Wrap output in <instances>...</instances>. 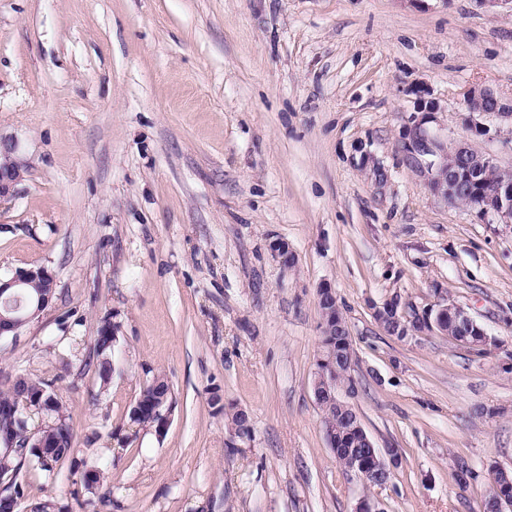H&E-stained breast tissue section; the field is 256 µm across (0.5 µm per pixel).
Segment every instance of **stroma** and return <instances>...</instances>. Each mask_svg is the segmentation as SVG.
Wrapping results in <instances>:
<instances>
[{
  "mask_svg": "<svg viewBox=\"0 0 512 512\" xmlns=\"http://www.w3.org/2000/svg\"><path fill=\"white\" fill-rule=\"evenodd\" d=\"M477 86L512 98V9L482 0H0V141L23 169L0 275L57 282L0 338V369L52 381L76 458L103 453L95 512H352L367 492L385 512H478L490 469L512 470V223L434 194L403 139L419 123L512 168V126L466 125ZM324 285L354 351L348 401L401 452L382 490L325 439ZM395 296L407 315L455 303L495 342L385 335L374 310ZM107 317L104 386L84 358ZM158 372L161 434L128 419ZM216 395L251 440L226 448ZM77 490L30 466L21 502L78 512Z\"/></svg>",
  "mask_w": 512,
  "mask_h": 512,
  "instance_id": "1",
  "label": "stroma"
}]
</instances>
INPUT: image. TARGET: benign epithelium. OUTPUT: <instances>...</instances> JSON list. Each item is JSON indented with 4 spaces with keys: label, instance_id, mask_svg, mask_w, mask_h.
Instances as JSON below:
<instances>
[{
    "label": "benign epithelium",
    "instance_id": "1",
    "mask_svg": "<svg viewBox=\"0 0 512 512\" xmlns=\"http://www.w3.org/2000/svg\"><path fill=\"white\" fill-rule=\"evenodd\" d=\"M465 110L467 125L477 135L489 134L490 129L484 123L487 117L494 116L512 123V102H505L490 87H474L468 90L465 95ZM406 149L416 157L426 158L429 188L444 199L448 198V185H459L472 173L498 167L494 157L478 153L466 143L454 151L453 161H448V146L420 125L409 129ZM20 179L21 165L13 158V149L0 146V202L12 196L13 188ZM476 207L484 217L498 219L506 224L511 222L512 184L496 188L492 195L479 199ZM34 277L46 280L50 288L56 287L54 274L45 267L19 269L8 277H0V302L3 303L5 311L19 310L20 288ZM374 316L385 334L402 340L416 336L418 326L423 328L434 325L439 328L451 319L474 330L480 336L482 346L486 347L491 343L485 329L481 328L463 307L454 303L438 304L434 315L428 314L415 319L414 327L403 321L405 315L400 311V305L391 299L376 308ZM319 363L323 365V370L316 372L315 375L313 390L316 404L320 407L326 403L336 405L339 411L345 413L350 434L355 438L353 447L371 449L375 467L368 468L363 456L355 452L351 455L348 465L351 475L363 483L371 479L379 489L386 487L399 464L400 457L391 449L383 453L375 448L358 414L350 404L340 399L342 385L338 384L335 378L340 360L336 359L334 354L323 350ZM492 476L503 493L482 505L481 512H509L512 509V496L507 495V491L512 488V472L494 468ZM353 512H384V509L380 499L361 495L356 500Z\"/></svg>",
    "mask_w": 512,
    "mask_h": 512
}]
</instances>
